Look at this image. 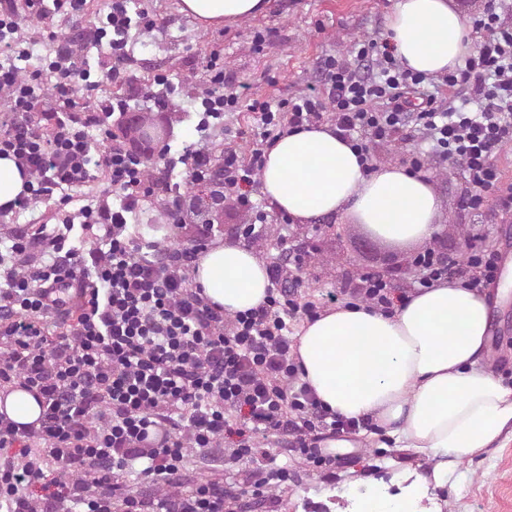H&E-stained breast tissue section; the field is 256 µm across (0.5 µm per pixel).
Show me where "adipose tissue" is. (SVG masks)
I'll return each instance as SVG.
<instances>
[{"mask_svg": "<svg viewBox=\"0 0 512 512\" xmlns=\"http://www.w3.org/2000/svg\"><path fill=\"white\" fill-rule=\"evenodd\" d=\"M263 0H182L205 26L254 17ZM384 37L395 57L427 75L461 64L470 42L455 0H395ZM262 191L296 224L328 216L363 224L377 237L424 244L440 232V201L430 178L390 164L365 170L358 154L322 125L279 137L266 152ZM194 281L233 314L261 305L270 286L265 262L232 238L199 254ZM512 292V262L487 288L441 281L401 298L392 312L338 305L306 322L292 356L323 409L369 418L393 448L411 450L426 472L405 473L406 492L363 512H421L420 493L448 482L458 464L512 438V385L491 368V312Z\"/></svg>", "mask_w": 512, "mask_h": 512, "instance_id": "adipose-tissue-1", "label": "adipose tissue"}]
</instances>
